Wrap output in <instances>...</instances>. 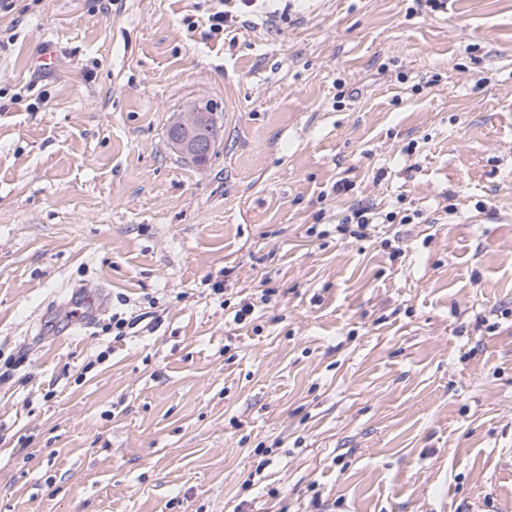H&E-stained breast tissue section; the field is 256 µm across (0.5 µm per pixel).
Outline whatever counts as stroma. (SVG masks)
<instances>
[{"mask_svg":"<svg viewBox=\"0 0 512 512\" xmlns=\"http://www.w3.org/2000/svg\"><path fill=\"white\" fill-rule=\"evenodd\" d=\"M223 8L0 9V512H512V0ZM216 112L217 108L207 99L191 104L169 128L170 148L192 163L208 161L219 142V137L209 133L219 128ZM373 205H357L351 211L349 216L343 219L342 224H337L336 231L341 235L354 239H361L366 237V231L370 229V224H376L378 218ZM418 213H402L401 211H389L382 218L383 222L388 224H413L415 216L418 217ZM257 292L260 293H254L252 296H255V303L252 301H249V299L246 301V299L243 300L242 303H240V308L235 310L233 321L236 324H242L249 318L253 313L255 312V309L262 305H267L272 300V297L275 295L276 290L273 288H262L258 290Z\"/></svg>","mask_w":512,"mask_h":512,"instance_id":"obj_1","label":"stroma"}]
</instances>
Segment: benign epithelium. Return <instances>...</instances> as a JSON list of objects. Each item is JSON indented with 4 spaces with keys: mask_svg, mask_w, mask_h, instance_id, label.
Segmentation results:
<instances>
[{
    "mask_svg": "<svg viewBox=\"0 0 512 512\" xmlns=\"http://www.w3.org/2000/svg\"><path fill=\"white\" fill-rule=\"evenodd\" d=\"M216 112L217 108L205 99L191 104L169 128L170 148L192 163L208 161L218 144V137L210 134L218 128Z\"/></svg>",
    "mask_w": 512,
    "mask_h": 512,
    "instance_id": "obj_1",
    "label": "benign epithelium"
}]
</instances>
